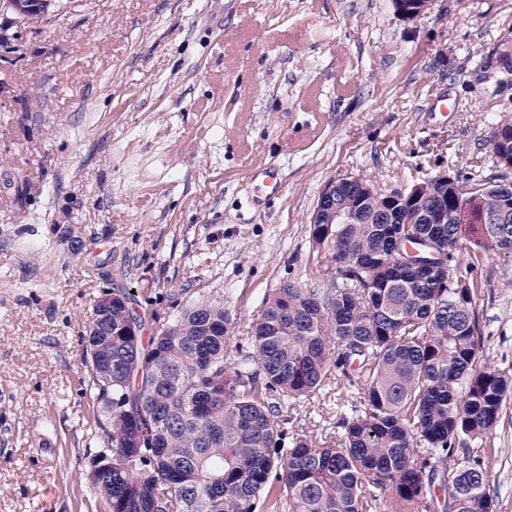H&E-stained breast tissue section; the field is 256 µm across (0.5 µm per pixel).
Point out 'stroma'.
Wrapping results in <instances>:
<instances>
[{
  "mask_svg": "<svg viewBox=\"0 0 512 512\" xmlns=\"http://www.w3.org/2000/svg\"><path fill=\"white\" fill-rule=\"evenodd\" d=\"M512 0H72L0 14V512H104L86 476L83 334L111 273L138 301L223 298L246 329L314 283L327 183L469 176L512 98L478 62ZM283 188L253 210L255 168ZM88 250L71 257L63 228ZM489 367L512 374V262L464 241ZM485 460L512 512V399ZM9 1L15 6H22L21 12L18 13L12 8H8L7 11H10L16 16V19L18 21H32L34 22L35 19H40L43 17L44 14L48 13L49 8L51 6V2H54V6L57 10H60L62 8H65L70 1H52V0H1L0 1V9L2 4L5 5V3ZM4 10L1 9V11Z\"/></svg>",
  "mask_w": 512,
  "mask_h": 512,
  "instance_id": "1",
  "label": "stroma"
}]
</instances>
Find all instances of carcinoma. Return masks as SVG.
Wrapping results in <instances>:
<instances>
[{"label": "carcinoma", "instance_id": "carcinoma-1", "mask_svg": "<svg viewBox=\"0 0 512 512\" xmlns=\"http://www.w3.org/2000/svg\"><path fill=\"white\" fill-rule=\"evenodd\" d=\"M40 19L65 0H0ZM512 90L496 71L491 98ZM512 117L489 128L492 163L512 168ZM357 177L350 224H310L324 288L286 280L241 338L218 298L141 315L128 288L86 331L92 417L102 440L91 487L107 512H496L483 466L512 375L486 366L474 280L458 269L468 224L512 194L472 177L409 200ZM136 320L148 336H123ZM341 385L319 437L293 411Z\"/></svg>", "mask_w": 512, "mask_h": 512}]
</instances>
